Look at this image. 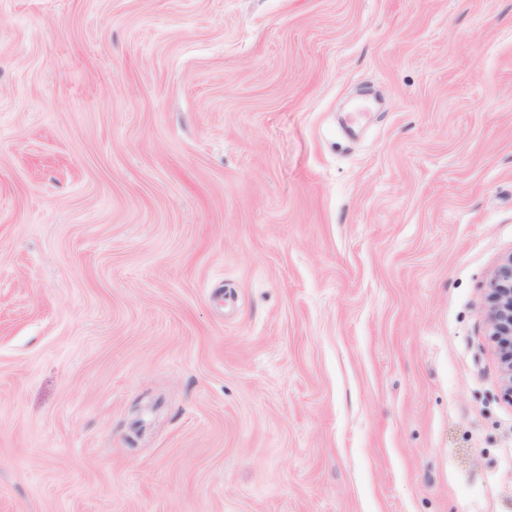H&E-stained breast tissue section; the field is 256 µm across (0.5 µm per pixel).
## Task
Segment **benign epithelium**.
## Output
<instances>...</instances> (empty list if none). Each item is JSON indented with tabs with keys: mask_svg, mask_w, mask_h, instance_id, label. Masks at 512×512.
I'll list each match as a JSON object with an SVG mask.
<instances>
[{
	"mask_svg": "<svg viewBox=\"0 0 512 512\" xmlns=\"http://www.w3.org/2000/svg\"><path fill=\"white\" fill-rule=\"evenodd\" d=\"M486 306L487 335L500 363L501 394L512 403V254L505 256L491 275Z\"/></svg>",
	"mask_w": 512,
	"mask_h": 512,
	"instance_id": "benign-epithelium-1",
	"label": "benign epithelium"
}]
</instances>
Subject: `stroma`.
I'll list each match as a JSON object with an SVG mask.
<instances>
[{
	"label": "stroma",
	"mask_w": 512,
	"mask_h": 512,
	"mask_svg": "<svg viewBox=\"0 0 512 512\" xmlns=\"http://www.w3.org/2000/svg\"><path fill=\"white\" fill-rule=\"evenodd\" d=\"M511 253L512 0H0V512H512ZM487 288V335L499 358L502 397L512 404V254L500 261Z\"/></svg>",
	"instance_id": "stroma-1"
}]
</instances>
